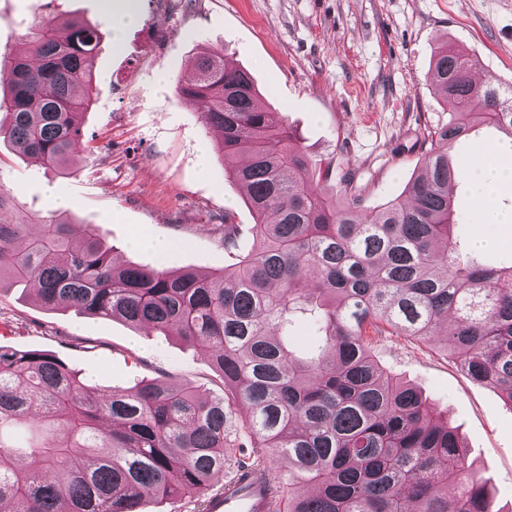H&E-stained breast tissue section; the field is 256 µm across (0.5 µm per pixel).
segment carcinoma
<instances>
[{
	"instance_id": "obj_1",
	"label": "carcinoma",
	"mask_w": 512,
	"mask_h": 512,
	"mask_svg": "<svg viewBox=\"0 0 512 512\" xmlns=\"http://www.w3.org/2000/svg\"><path fill=\"white\" fill-rule=\"evenodd\" d=\"M99 26L35 22L27 51L0 72L9 97L0 138L31 164L67 171L82 135ZM185 103L203 102L220 132L219 158L246 190L255 224L221 225L236 262L213 274L117 264L96 224L60 213L0 224V285L32 282L49 308L132 328L174 329L209 354L226 398L189 382L141 380L106 398L53 354L0 344V503L11 512H141L144 496L200 498L213 479L271 472L273 512H500L467 463L456 430L413 386L368 353L371 336L442 346L471 379L512 407V265L462 255L454 228L455 149L479 126L512 140V86L472 78L474 54L443 43L430 75L448 121L428 133L421 173L366 217L348 190L319 188L331 163L310 161L279 113L224 50L192 61ZM322 336L309 359L290 349L291 327ZM248 409L241 424L235 406ZM39 456L56 472L21 470Z\"/></svg>"
}]
</instances>
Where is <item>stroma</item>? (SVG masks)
Here are the masks:
<instances>
[{"mask_svg": "<svg viewBox=\"0 0 512 512\" xmlns=\"http://www.w3.org/2000/svg\"><path fill=\"white\" fill-rule=\"evenodd\" d=\"M38 3L0 0V67L22 49ZM50 10L104 33L83 140L63 174L0 140V224L64 209L78 223L101 225L120 264L221 269L230 259L219 224L254 222L213 150L219 134L205 124L203 103L186 105L176 94L202 49H224L252 74L259 105L281 113L308 157L331 162L330 186L350 179L364 214L402 196L430 146L429 128L448 118L429 78L442 43L476 55L475 81L512 85V0H140L117 50L98 0H52ZM481 175L470 165L461 176L465 222L455 233L487 263L506 265L512 224L480 223L472 196ZM137 235L170 247L133 246ZM481 238L487 247H478ZM0 343L56 355L102 395L154 377L191 382L204 397L223 393L207 354L178 336L48 310L27 286L0 290ZM369 351L446 414L496 508L512 512V407L437 345L385 335Z\"/></svg>", "mask_w": 512, "mask_h": 512, "instance_id": "obj_1", "label": "stroma"}]
</instances>
